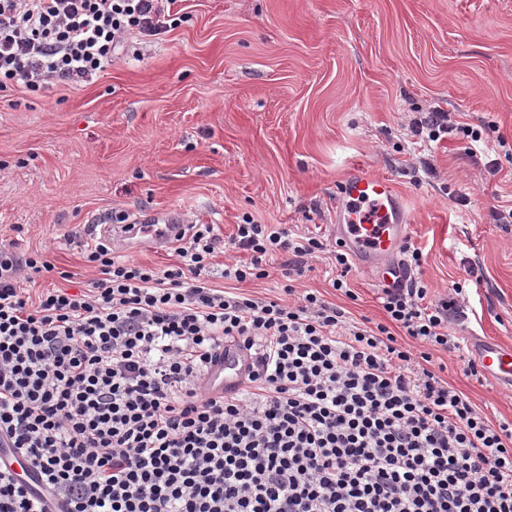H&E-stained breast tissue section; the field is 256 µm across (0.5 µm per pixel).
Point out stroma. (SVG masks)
<instances>
[{
	"mask_svg": "<svg viewBox=\"0 0 512 512\" xmlns=\"http://www.w3.org/2000/svg\"><path fill=\"white\" fill-rule=\"evenodd\" d=\"M187 20L134 37L91 81L0 93V243L54 264L31 293L85 286L82 246L112 212L174 210L229 238L243 216L323 237L299 285L356 320L384 321L372 275L332 287L331 224L346 170L392 181L410 215L407 241L429 299L460 285L468 350L512 347V0H177ZM444 110L486 126L488 150L410 132ZM429 158L425 173L419 158ZM498 170L489 173L487 164ZM476 263L470 277L464 261ZM442 377L491 420H512V387L466 377L438 351Z\"/></svg>",
	"mask_w": 512,
	"mask_h": 512,
	"instance_id": "1",
	"label": "stroma"
}]
</instances>
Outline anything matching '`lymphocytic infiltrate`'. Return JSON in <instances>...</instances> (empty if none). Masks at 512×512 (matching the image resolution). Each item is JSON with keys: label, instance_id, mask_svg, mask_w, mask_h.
I'll use <instances>...</instances> for the list:
<instances>
[{"label": "lymphocytic infiltrate", "instance_id": "f902f5d3", "mask_svg": "<svg viewBox=\"0 0 512 512\" xmlns=\"http://www.w3.org/2000/svg\"><path fill=\"white\" fill-rule=\"evenodd\" d=\"M176 0H0V92L76 84L111 65L128 35L169 29ZM413 136L482 132L436 110ZM245 251L224 279L268 277L276 297L211 283L219 246ZM314 236L245 220L177 238L162 269L115 253L83 256L99 278L30 295L23 272L52 266L0 248V439L42 475L36 493L0 469V512H512V421L492 422L432 367L457 352L454 287L432 300L417 279L385 291L372 326L298 289ZM256 355L241 392L203 378L224 340Z\"/></svg>", "mask_w": 512, "mask_h": 512}]
</instances>
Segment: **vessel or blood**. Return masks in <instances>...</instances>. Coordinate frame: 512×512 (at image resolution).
I'll list each match as a JSON object with an SVG mask.
<instances>
[{"mask_svg": "<svg viewBox=\"0 0 512 512\" xmlns=\"http://www.w3.org/2000/svg\"><path fill=\"white\" fill-rule=\"evenodd\" d=\"M409 228L410 217L389 179L360 166L346 171L338 187L332 229L358 269L377 272L380 286L388 288L409 278L411 271L402 252ZM183 230L178 217L171 212L152 214L150 223L139 227L156 248L169 246ZM476 358L486 375L512 384V348L485 346L479 348ZM253 360L249 351L225 343L215 351L209 365L210 387L227 394L238 391ZM1 464L26 485H35L39 480V472L26 458L9 448H0Z\"/></svg>", "mask_w": 512, "mask_h": 512, "instance_id": "1", "label": "vessel or blood"}]
</instances>
